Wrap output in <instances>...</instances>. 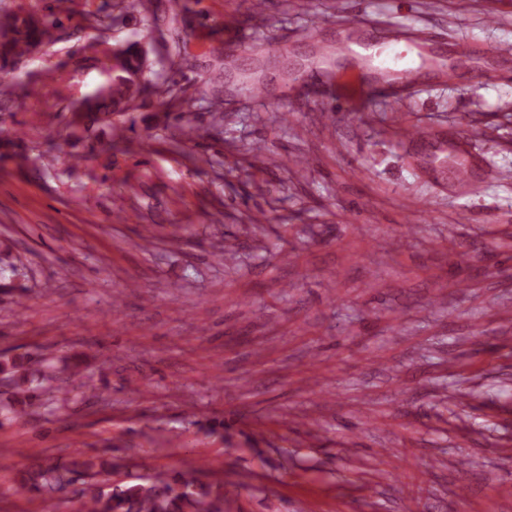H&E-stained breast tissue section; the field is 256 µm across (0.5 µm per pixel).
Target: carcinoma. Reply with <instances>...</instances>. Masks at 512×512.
<instances>
[{
  "instance_id": "obj_1",
  "label": "carcinoma",
  "mask_w": 512,
  "mask_h": 512,
  "mask_svg": "<svg viewBox=\"0 0 512 512\" xmlns=\"http://www.w3.org/2000/svg\"><path fill=\"white\" fill-rule=\"evenodd\" d=\"M118 14L100 16L87 14L86 20L95 28H109L129 15L148 13L143 0H118ZM63 22L54 13L45 14L39 22L33 14L3 11L0 13V29L13 31V37L0 42V68L12 65L28 54L36 45H49L56 41L55 30ZM112 78L109 91L100 92L85 100L82 120L96 123L110 121L114 114L134 111L144 99L149 87H140L135 76L142 66V56L136 44H126L112 53ZM0 374L14 385V399L9 403L13 412L25 411L42 389V382L53 377L38 375L32 371L23 357H0ZM118 463L105 456H87L77 452L65 466L37 462L24 471L19 486L27 492L49 495L65 489L75 480L82 481V497L78 512H224V482L203 481L188 472L177 479H169L163 472L148 477H138L126 484L112 483V473Z\"/></svg>"
}]
</instances>
